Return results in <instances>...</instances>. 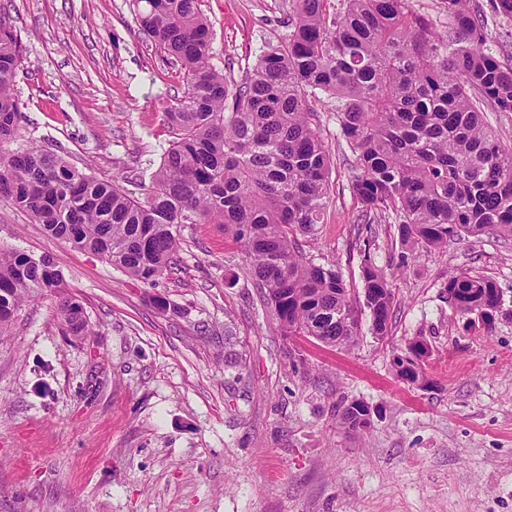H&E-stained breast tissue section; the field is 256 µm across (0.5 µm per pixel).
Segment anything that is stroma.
Wrapping results in <instances>:
<instances>
[{"label": "stroma", "instance_id": "obj_1", "mask_svg": "<svg viewBox=\"0 0 512 512\" xmlns=\"http://www.w3.org/2000/svg\"><path fill=\"white\" fill-rule=\"evenodd\" d=\"M290 0H200L213 64L242 79L283 34ZM26 49L15 89L35 141L97 177L149 183L184 91L134 19L132 0H0ZM333 157L325 220L301 251L338 269L359 307L350 347L286 335L220 224H184L152 282L48 235L0 197V248L51 255L87 335H65L56 297L0 332V512H512V238L404 254L395 224L360 221L353 156L316 104ZM390 281L388 336L370 330L361 266ZM500 291L493 323L448 302L449 273ZM431 387L396 376L409 340ZM371 411L361 433L340 405Z\"/></svg>", "mask_w": 512, "mask_h": 512}]
</instances>
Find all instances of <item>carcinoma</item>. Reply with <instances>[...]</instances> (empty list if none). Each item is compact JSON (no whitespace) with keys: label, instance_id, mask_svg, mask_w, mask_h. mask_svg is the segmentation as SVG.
Instances as JSON below:
<instances>
[{"label":"carcinoma","instance_id":"cac0c4a2","mask_svg":"<svg viewBox=\"0 0 512 512\" xmlns=\"http://www.w3.org/2000/svg\"><path fill=\"white\" fill-rule=\"evenodd\" d=\"M135 21L184 71L183 95L164 112L173 140L139 196L101 180L35 142L12 151L24 119L13 79L24 48L0 15V194L44 230L91 251L132 277L153 281L171 265L180 224H222L241 244L281 328L351 346L358 312L340 272L304 258L298 235L324 223L331 156L313 103L332 100L355 156L352 194L361 219L387 217L412 252L446 248L489 231L512 237V147L484 113L512 112V64L485 49L482 11L444 0L438 29L412 0H292L286 33L266 46L244 81L231 83L212 59V23L199 0H135ZM375 336L389 334L392 290L370 258L362 266ZM52 256L0 248V331L26 301L58 292ZM457 312L492 320L496 284L448 276ZM62 329L80 336L82 305L62 297ZM419 340L394 358L406 381H425ZM352 401L343 427L370 425Z\"/></svg>","mask_w":512,"mask_h":512}]
</instances>
